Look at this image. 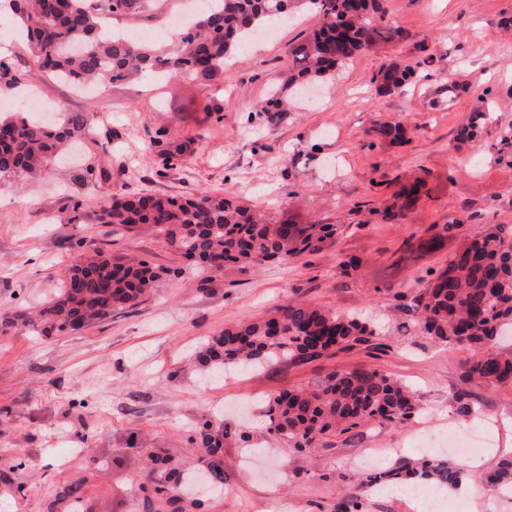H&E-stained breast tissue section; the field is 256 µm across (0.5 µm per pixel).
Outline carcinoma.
Masks as SVG:
<instances>
[{"label":"carcinoma","mask_w":512,"mask_h":512,"mask_svg":"<svg viewBox=\"0 0 512 512\" xmlns=\"http://www.w3.org/2000/svg\"><path fill=\"white\" fill-rule=\"evenodd\" d=\"M19 21L31 64L43 75L80 87L121 84L149 75L155 79L187 75L202 83L224 72L238 46L256 28L281 19L290 9L304 7L316 17L314 30L289 49L292 64L260 106L270 123L291 111L294 94L307 83L331 77L336 67L381 43L396 42L401 32L386 19L384 0H205L190 16L188 29L165 40H137L103 31L108 15L136 19L160 0H9ZM82 37L89 49L72 48ZM410 67L392 66L380 88L389 92L414 78ZM19 79L10 62L0 57V90H15ZM93 114L61 112L44 125L22 111L0 115V179L30 180L47 173L61 148L82 139ZM373 132L391 142L403 139L399 122H383ZM425 188L421 179L394 195L382 220L396 224ZM84 218L93 224H151L165 241L191 262L194 272L218 273L227 264L255 268L271 260L318 253L335 243V224H278L265 214L218 194L202 192L189 198L146 194L113 195L91 205ZM443 236L411 244L410 254L440 248ZM165 269L147 261L126 263L102 252L80 254L72 262L58 292L34 313L18 309L10 323L43 335L77 331L109 320L117 311L145 301ZM396 297L410 299L415 324L423 335L440 342L467 346L471 356L462 365L466 382L512 387V231L482 227L454 251L424 288ZM377 329L369 321L325 309L310 302H290L268 317L244 320L198 346L196 362L203 370L224 375L229 366L304 365L355 348L381 351ZM456 413L473 414L471 394L454 397ZM421 413L415 392L370 365L333 370L310 387L285 390L268 398L263 417L268 434L299 455L329 447V438L372 421L382 424L414 420ZM246 434L203 419L190 439L195 462L209 481L224 486V445ZM186 460L166 449L148 454L139 484V512H192L176 491L190 480ZM462 469L443 459L423 458L374 470L360 486L413 482L421 486L453 485ZM498 490H512V456L500 459L486 476ZM91 512L85 483L59 487L48 512Z\"/></svg>","instance_id":"cac0c4a2"}]
</instances>
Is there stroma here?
Segmentation results:
<instances>
[{
    "mask_svg": "<svg viewBox=\"0 0 512 512\" xmlns=\"http://www.w3.org/2000/svg\"><path fill=\"white\" fill-rule=\"evenodd\" d=\"M402 40L360 54L338 68L316 97L267 130L257 105L291 59L290 45L315 26L313 15L255 35L210 84L150 77L83 95L31 67L13 38L17 25L0 10V45L11 48L24 84L71 112H94L80 164L93 180L55 164L46 181H0V512H47L59 486L85 479L95 512H129L143 472L144 448L182 452L202 418L248 432L224 450L223 495L199 490L197 512H334L347 495L362 512H426L408 496L361 494L358 459L389 449L382 466L424 455L416 438L461 426L453 408L468 390L487 430V448L471 457L461 484L441 491L452 512H471L497 462L512 445V387L464 384L463 346L438 344L406 329L396 292L431 279L476 228H512V0H385ZM417 77L396 93L375 77L391 64ZM481 133L457 142L473 112ZM379 121H398L402 141L375 138ZM180 144L177 164L163 144ZM430 189L401 224L379 215L401 184ZM224 195L274 221L342 225L334 245L311 256L235 266L208 279L184 272L183 259L154 227L90 224L78 205L108 194ZM444 234L441 249L414 258L408 243ZM135 257L171 268L134 312L57 336L9 325L14 310H36L62 285L80 253ZM360 266L342 273L340 261ZM305 300L374 320L384 352H341L316 362L228 372L209 384L194 354L199 341L245 319ZM370 365L413 386L424 406L409 423L371 424L333 437L306 458L252 425L240 404L307 385L334 369Z\"/></svg>",
    "mask_w": 512,
    "mask_h": 512,
    "instance_id": "obj_1",
    "label": "stroma"
}]
</instances>
